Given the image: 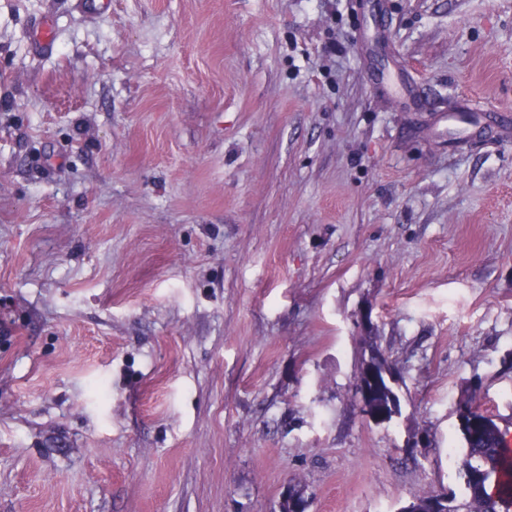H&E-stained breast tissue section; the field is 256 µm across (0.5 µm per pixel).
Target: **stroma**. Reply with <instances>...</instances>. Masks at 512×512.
I'll list each match as a JSON object with an SVG mask.
<instances>
[{"instance_id":"35a3bbf8","label":"stroma","mask_w":512,"mask_h":512,"mask_svg":"<svg viewBox=\"0 0 512 512\" xmlns=\"http://www.w3.org/2000/svg\"><path fill=\"white\" fill-rule=\"evenodd\" d=\"M80 2L0 0V512L462 492L470 385L512 434V0ZM361 376L368 379L371 384L379 382L377 373L371 365L370 353L368 357L362 362L357 379L359 411L362 416L377 424L387 423L392 421L393 418L398 417L401 413L400 403L398 406L391 405L390 412L380 411L377 405L371 401L372 393L367 384L361 380Z\"/></svg>"}]
</instances>
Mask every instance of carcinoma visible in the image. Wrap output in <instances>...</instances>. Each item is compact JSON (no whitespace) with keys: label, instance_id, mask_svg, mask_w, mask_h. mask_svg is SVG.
Instances as JSON below:
<instances>
[{"label":"carcinoma","instance_id":"carcinoma-1","mask_svg":"<svg viewBox=\"0 0 512 512\" xmlns=\"http://www.w3.org/2000/svg\"><path fill=\"white\" fill-rule=\"evenodd\" d=\"M472 417L475 429L462 436L465 500L448 495L447 512H512V453L492 418Z\"/></svg>","mask_w":512,"mask_h":512}]
</instances>
